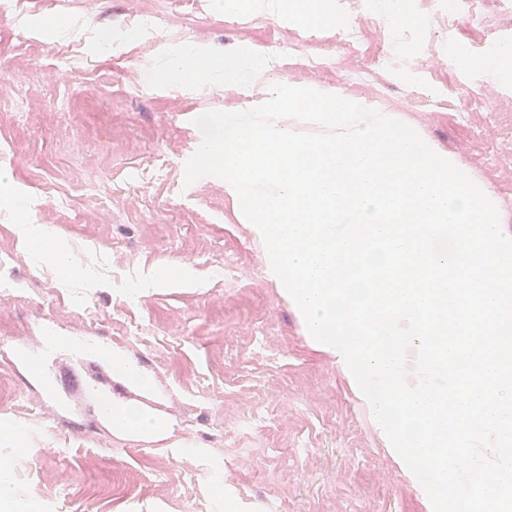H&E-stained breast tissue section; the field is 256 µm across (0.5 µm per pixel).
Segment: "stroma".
Listing matches in <instances>:
<instances>
[{"label":"stroma","instance_id":"obj_1","mask_svg":"<svg viewBox=\"0 0 512 512\" xmlns=\"http://www.w3.org/2000/svg\"><path fill=\"white\" fill-rule=\"evenodd\" d=\"M482 4V18L450 19L416 0L423 23L401 38L358 0L339 7L352 28L315 31L228 14L222 0H0V172L13 179L0 199V349L99 327L175 388L159 402L164 441L93 438L56 427L0 365V422L25 434L23 451L0 461L16 463L22 502L38 512H423L372 411L268 280L223 179L184 182L202 140L195 118L247 106L257 87L176 94L150 88L147 72L171 45L297 44L288 61L271 57L272 76L393 112L496 196L512 232V85L459 62L512 43V6ZM143 10L158 15V38L127 36ZM58 14L68 32L50 25ZM111 179L116 193L81 190ZM23 221L55 227L75 270L60 275L27 250ZM177 266L194 270L193 285L152 287ZM261 330L276 363L253 355Z\"/></svg>","mask_w":512,"mask_h":512}]
</instances>
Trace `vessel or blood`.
Wrapping results in <instances>:
<instances>
[{"label": "vessel or blood", "instance_id": "1", "mask_svg": "<svg viewBox=\"0 0 512 512\" xmlns=\"http://www.w3.org/2000/svg\"><path fill=\"white\" fill-rule=\"evenodd\" d=\"M34 349L28 339H21L0 353V361L37 388L41 406L54 424L75 432L111 431L113 406L133 402L142 408L150 399L174 394L167 385L141 389L117 373L112 344L95 328L81 336L62 337L56 353L68 359V367L34 366Z\"/></svg>", "mask_w": 512, "mask_h": 512}]
</instances>
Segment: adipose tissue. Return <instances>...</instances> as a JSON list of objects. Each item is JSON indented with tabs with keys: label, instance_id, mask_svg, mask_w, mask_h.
Listing matches in <instances>:
<instances>
[{
	"label": "adipose tissue",
	"instance_id": "obj_1",
	"mask_svg": "<svg viewBox=\"0 0 512 512\" xmlns=\"http://www.w3.org/2000/svg\"><path fill=\"white\" fill-rule=\"evenodd\" d=\"M225 11H244L276 19H287L298 14L301 23L311 28H322L336 22V0H224ZM16 233L22 244H39V254L53 267L72 264L73 257L58 239L48 238L40 224H20Z\"/></svg>",
	"mask_w": 512,
	"mask_h": 512
}]
</instances>
